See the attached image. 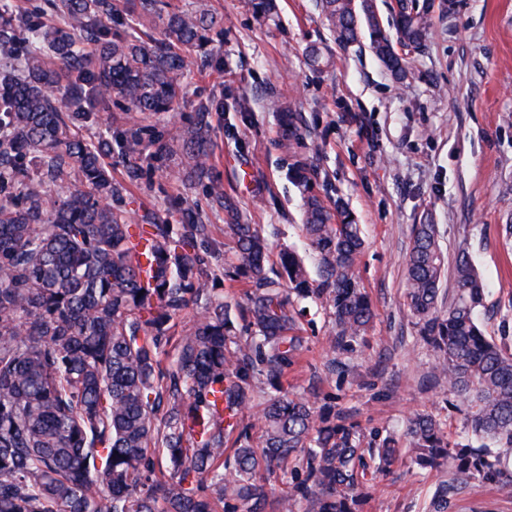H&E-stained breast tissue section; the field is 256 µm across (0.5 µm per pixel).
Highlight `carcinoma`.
<instances>
[{
	"label": "carcinoma",
	"instance_id": "1",
	"mask_svg": "<svg viewBox=\"0 0 512 512\" xmlns=\"http://www.w3.org/2000/svg\"><path fill=\"white\" fill-rule=\"evenodd\" d=\"M319 6L340 45L367 32L397 81L409 73L397 45L423 51L430 13L451 9L395 0L393 37L373 0ZM135 13L157 17L159 29L128 33ZM220 25L207 0H0V512H358L365 452L377 453L379 470L396 460L391 436L365 450L345 411L281 388L306 344L290 293L320 303L333 350L352 347L373 316L354 278L359 224L341 198L330 209L309 193L315 169L288 164L307 193L303 231L319 279L283 253L285 287L267 272L260 228L224 194L209 121L224 102L207 99L166 133L135 125L95 143L81 134L114 106L158 121L181 108V76L213 65ZM279 134L302 139L299 113H281ZM115 153L127 162L120 180L106 162ZM162 156L224 212L235 262L197 210L171 224L146 208L129 223L127 200L152 183ZM405 265L433 376L469 404L472 434L497 443L459 447L433 414L409 419L414 463L451 473L426 512H447L478 477L512 484V349L485 335L487 288L463 254L448 310L438 309L448 260L436 225H414ZM230 274L246 284L242 329L215 295ZM257 400L258 445L242 419Z\"/></svg>",
	"mask_w": 512,
	"mask_h": 512
}]
</instances>
